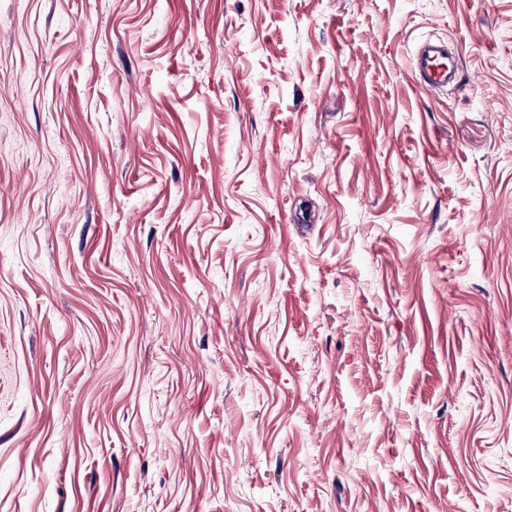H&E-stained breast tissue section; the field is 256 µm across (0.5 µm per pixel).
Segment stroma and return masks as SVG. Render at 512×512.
I'll return each instance as SVG.
<instances>
[{"instance_id": "stroma-1", "label": "stroma", "mask_w": 512, "mask_h": 512, "mask_svg": "<svg viewBox=\"0 0 512 512\" xmlns=\"http://www.w3.org/2000/svg\"><path fill=\"white\" fill-rule=\"evenodd\" d=\"M508 143L512 0H0V512H512ZM414 73L421 87L440 90L447 87L448 80L455 77L448 49L442 43H425L414 61Z\"/></svg>"}]
</instances>
